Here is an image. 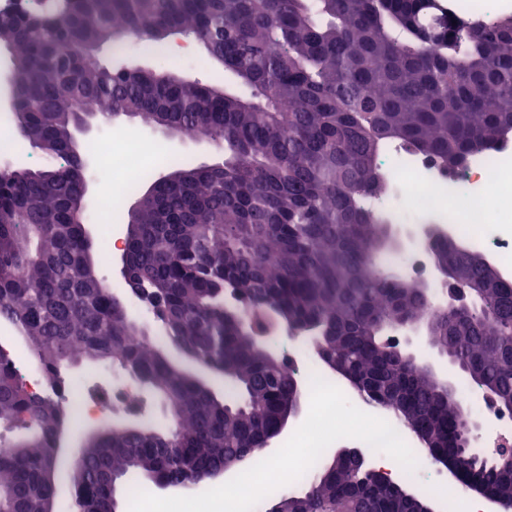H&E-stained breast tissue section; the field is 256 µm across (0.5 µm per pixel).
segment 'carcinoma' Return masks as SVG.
Wrapping results in <instances>:
<instances>
[{"label": "carcinoma", "mask_w": 512, "mask_h": 512, "mask_svg": "<svg viewBox=\"0 0 512 512\" xmlns=\"http://www.w3.org/2000/svg\"><path fill=\"white\" fill-rule=\"evenodd\" d=\"M176 30L224 62L249 94L173 74L122 78L99 63L127 35L159 43ZM17 96L13 118L46 158L0 174V322L24 340L46 377L67 386L77 361L118 363L172 397L163 426L137 415L81 438L70 479L76 508L105 509L137 473L172 485L216 482L257 448L286 407L306 400L285 361L257 345L267 312L317 330L322 350L371 402L420 442L512 507V463L486 472L447 447L456 400L485 386L512 412V282L471 262L448 237L431 245L448 269L493 282L480 317L429 309L423 285L390 265V221L362 204L388 181L380 161L400 142L446 170L512 131V16L481 22L441 0H57L0 21ZM132 113L181 135L224 143V169L174 168L146 204L126 262L127 287H161L163 343L143 334L99 275L104 247L86 237V191L73 132L87 118ZM427 328L459 362L455 390L413 369L395 343ZM137 337L135 344L129 339ZM224 373L218 393L169 356ZM68 419L63 397L26 389L0 348V423L18 432L0 453V512H43L49 469ZM304 490L277 494L279 512H422L427 501L357 459L320 461Z\"/></svg>", "instance_id": "1"}]
</instances>
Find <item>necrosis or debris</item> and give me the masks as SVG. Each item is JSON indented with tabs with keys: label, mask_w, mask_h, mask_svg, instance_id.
<instances>
[{
	"label": "necrosis or debris",
	"mask_w": 512,
	"mask_h": 512,
	"mask_svg": "<svg viewBox=\"0 0 512 512\" xmlns=\"http://www.w3.org/2000/svg\"><path fill=\"white\" fill-rule=\"evenodd\" d=\"M92 152L100 159L119 154L134 159L133 167L113 168L110 179L122 192H130L150 164L138 138L117 130L96 141ZM390 192L384 212L396 224L418 220L426 224H471L478 232L469 247L487 253L503 272L512 271V142L476 154L460 174L440 171L426 155L406 146L390 147L384 157ZM136 386L112 377L103 395L88 398L67 390L70 411L85 419L108 420L136 396Z\"/></svg>",
	"instance_id": "necrosis-or-debris-1"
}]
</instances>
